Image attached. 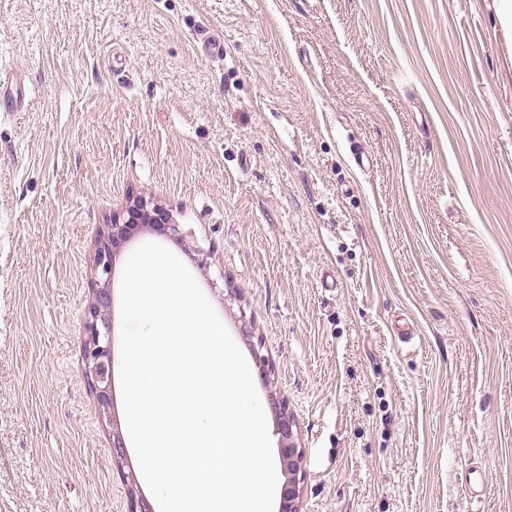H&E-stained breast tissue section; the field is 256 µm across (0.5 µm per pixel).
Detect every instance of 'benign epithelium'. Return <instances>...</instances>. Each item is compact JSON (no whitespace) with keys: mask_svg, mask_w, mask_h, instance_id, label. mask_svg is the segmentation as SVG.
Masks as SVG:
<instances>
[{"mask_svg":"<svg viewBox=\"0 0 512 512\" xmlns=\"http://www.w3.org/2000/svg\"><path fill=\"white\" fill-rule=\"evenodd\" d=\"M146 226L162 233L181 235L179 225L169 223L168 214L163 209L157 206L150 208L146 201L138 199L126 209L125 214L112 217L96 255L97 278L87 310L84 359L90 387L104 415L111 407L112 326L109 311L112 306V268L116 254L140 228ZM276 434L280 463L286 474L280 490L279 512H300L303 450L298 448L294 417L284 401L279 403L276 413Z\"/></svg>","mask_w":512,"mask_h":512,"instance_id":"1","label":"benign epithelium"}]
</instances>
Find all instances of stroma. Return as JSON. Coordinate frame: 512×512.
<instances>
[{"label": "stroma", "mask_w": 512, "mask_h": 512, "mask_svg": "<svg viewBox=\"0 0 512 512\" xmlns=\"http://www.w3.org/2000/svg\"><path fill=\"white\" fill-rule=\"evenodd\" d=\"M0 65V512L129 510L82 348L137 198L287 402L302 512H512L499 0H0Z\"/></svg>", "instance_id": "stroma-1"}]
</instances>
